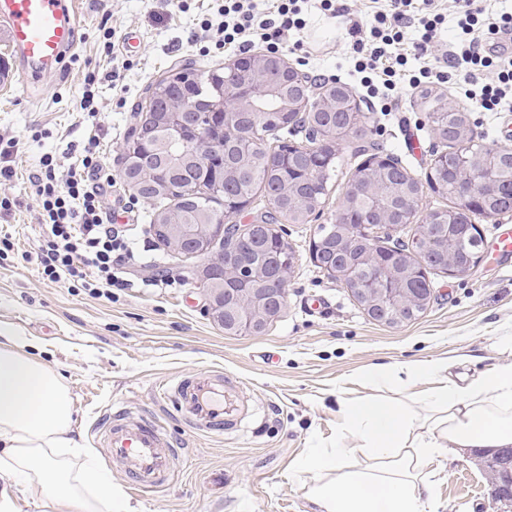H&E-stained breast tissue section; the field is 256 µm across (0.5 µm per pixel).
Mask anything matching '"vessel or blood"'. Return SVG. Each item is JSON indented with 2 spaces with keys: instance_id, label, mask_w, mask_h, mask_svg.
Listing matches in <instances>:
<instances>
[{
  "instance_id": "vessel-or-blood-1",
  "label": "vessel or blood",
  "mask_w": 512,
  "mask_h": 512,
  "mask_svg": "<svg viewBox=\"0 0 512 512\" xmlns=\"http://www.w3.org/2000/svg\"><path fill=\"white\" fill-rule=\"evenodd\" d=\"M77 2L0 0V27L13 49L15 72L26 83H37L47 71L68 68L80 25ZM235 388L231 374L213 369L175 374L159 396L172 403L194 429L222 437L239 434L246 427ZM96 438L105 457L122 464L133 493H155L172 478L175 450L160 426L130 420L125 410L118 409L108 412Z\"/></svg>"
}]
</instances>
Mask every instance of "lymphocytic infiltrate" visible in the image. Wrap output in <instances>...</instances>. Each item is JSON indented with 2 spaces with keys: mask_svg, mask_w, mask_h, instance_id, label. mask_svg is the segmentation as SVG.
I'll return each mask as SVG.
<instances>
[{
  "mask_svg": "<svg viewBox=\"0 0 512 512\" xmlns=\"http://www.w3.org/2000/svg\"><path fill=\"white\" fill-rule=\"evenodd\" d=\"M304 2L276 0L273 11L261 15L253 0H224L218 10L220 22L205 18L200 26L214 29L215 47L244 51L259 41L275 53L285 32L302 29ZM432 5L433 0H385L371 21L354 22L352 50L359 72L375 75L389 91L399 78L407 79L414 90L425 83L446 82V71L427 64L408 74L407 57L391 51L411 27L419 33L415 51H424L445 21ZM454 8L456 34L448 62L465 71V100L475 101L484 111H495L512 96V53L494 50L502 36L512 34V12L490 13L484 0H454ZM28 181L42 230L36 252L42 278L108 300L115 291L131 287L126 270L135 255L112 222L108 201L112 178L97 134L88 136L77 163L70 166L43 154Z\"/></svg>",
  "mask_w": 512,
  "mask_h": 512,
  "instance_id": "lymphocytic-infiltrate-1",
  "label": "lymphocytic infiltrate"
}]
</instances>
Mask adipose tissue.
<instances>
[{
    "mask_svg": "<svg viewBox=\"0 0 512 512\" xmlns=\"http://www.w3.org/2000/svg\"><path fill=\"white\" fill-rule=\"evenodd\" d=\"M32 346L29 336L0 326V512H9L18 490L64 512H136L110 477L82 461L70 390ZM447 368L433 359L360 373L389 396L342 403L335 446L294 471L319 512H437L433 461L454 448L512 447V363L459 382ZM427 379L434 387L403 398ZM352 453L363 457L362 466L341 471Z\"/></svg>",
    "mask_w": 512,
    "mask_h": 512,
    "instance_id": "adipose-tissue-1",
    "label": "adipose tissue"
}]
</instances>
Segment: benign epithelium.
<instances>
[{
  "label": "benign epithelium",
  "instance_id": "obj_1",
  "mask_svg": "<svg viewBox=\"0 0 512 512\" xmlns=\"http://www.w3.org/2000/svg\"><path fill=\"white\" fill-rule=\"evenodd\" d=\"M234 75L231 82L224 83L219 91V99L212 109L224 113V146H232L247 151L252 141V132L256 130V100L268 88L278 90L288 87V96L282 98L279 108L280 118L295 122L301 115L322 116L330 112L343 116L342 122L331 129L323 121L313 124L314 144L308 147L309 158L322 163L339 146L351 139L353 132L362 121V107L352 94L340 96L321 93L320 104L309 112L303 104L314 98L311 79L306 74L290 66L281 56L256 53L239 57L227 66ZM192 107L187 102L174 105L171 111L162 115L143 112L134 136V144L123 160L124 180L133 191H139L143 173L149 170L143 156L137 152L142 140L160 128L165 130L163 139L171 144L184 143L186 150L176 159L169 160L164 168L152 172L158 181L183 176L188 165L201 166L207 163L210 154L217 145L210 133L199 130L193 125ZM496 154H490L477 169H466L455 185L460 209L453 212L440 210L421 214L419 199L424 189L437 186L433 173H428L421 181H408L401 177L396 162L391 157L375 156L366 164L358 183L367 198L385 196L402 203L401 214L407 216L406 223L417 226V233L408 243L411 250L423 251L430 246V233L434 225L446 224L452 228L461 220V215L480 214L481 198L487 194L490 184L489 167ZM245 208L236 205V209L225 213L222 224H165L164 234L170 248L193 257H202L206 263L202 269L201 281L206 300V311L214 322L225 331L246 335L262 329L265 324L276 319L287 307L288 279L293 271L295 256L288 255V266L279 268L269 275L256 271L255 274L241 278L238 272V251L234 247L247 244L253 251L262 248V233L266 225L260 221L252 224H234L232 219L244 212ZM379 225L384 233L392 235L396 229L389 210H370L358 220V225L338 224L336 231L342 240L332 254L316 255L311 250L313 260L318 266L331 273H347L355 267L368 271L372 287L359 288L366 314L374 321L393 324L405 312L414 313L422 309L427 295L418 288H393L391 284L422 279L425 271L409 265L405 261L406 251L397 250L391 262L380 260L374 248L360 249L353 245L359 235L367 234L373 225ZM484 258L481 244L472 250L470 261L459 264L448 258L446 274L450 277H463ZM495 496L500 512H512V473L505 476L503 483L496 487Z\"/></svg>",
  "mask_w": 512,
  "mask_h": 512
}]
</instances>
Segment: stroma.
Segmentation results:
<instances>
[{"instance_id":"1","label":"stroma","mask_w":512,"mask_h":512,"mask_svg":"<svg viewBox=\"0 0 512 512\" xmlns=\"http://www.w3.org/2000/svg\"><path fill=\"white\" fill-rule=\"evenodd\" d=\"M340 4L333 18L314 0L305 7V34L320 53L303 71L345 85L365 111L367 141L398 158L413 177L425 179L434 151L443 145L418 94L398 90L395 109L381 111L362 87L349 49L353 21L372 18L384 2ZM213 5V0H186L185 10L178 11L166 0H81V39L73 64L46 75L36 87L14 74L12 48L0 29V136L23 142L13 181L0 183V198L20 201L12 212L0 213V235L12 236L16 247L0 263V324L31 336L41 361L64 378L74 402V433L113 484L123 488L127 481L96 443L95 428L106 410L123 407L130 419L148 418L165 427L176 448L175 476L154 496L130 495L137 512H316L294 469L314 449L335 444L340 403L378 394V387L357 380V372L376 363L443 358L449 376L459 380L512 362V351L502 344L512 336V257L493 251L501 228L512 227V216L478 217L481 265L462 278L432 271L428 309L398 326L370 319L350 291L317 266L309 251L315 225H281L295 254L284 314L256 335L224 333L204 310L202 259L157 242L149 224L151 202L139 200L131 215L122 211L133 191L122 177L121 156L148 87L172 68L191 63L216 70L235 58L230 51L203 57L188 44ZM105 26L116 32L110 57L99 41ZM115 68L124 76L121 95L105 78ZM91 71L100 75L93 91L100 146L114 181L112 209L141 247V260L131 272L138 280L163 274L174 281L168 288H128L110 301L43 280L31 259L40 228L27 178L43 154L66 164L79 157L86 133L72 100ZM120 97L126 100L121 107ZM470 121L483 143L512 148V102L496 112H471ZM354 148L349 141L336 154L324 217L340 207L361 161ZM214 368L234 375L246 403L260 409L234 437L196 431L155 399L157 386L172 375ZM430 470L440 512H495L477 453L457 451Z\"/></svg>"}]
</instances>
